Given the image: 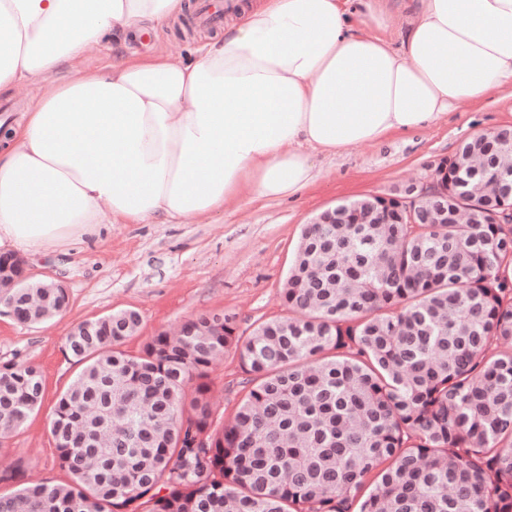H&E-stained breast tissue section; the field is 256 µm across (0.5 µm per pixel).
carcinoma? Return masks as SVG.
I'll return each mask as SVG.
<instances>
[{
    "label": "carcinoma",
    "instance_id": "carcinoma-1",
    "mask_svg": "<svg viewBox=\"0 0 512 512\" xmlns=\"http://www.w3.org/2000/svg\"><path fill=\"white\" fill-rule=\"evenodd\" d=\"M448 158L481 169L468 220L305 224L280 296L292 317L239 333L201 313L140 351L132 308L67 333L80 369L51 434L67 485L17 481L0 512H512V223L486 224L497 169L481 143ZM0 255V298L21 325L63 314V288L30 283ZM238 358L250 388L214 418L213 360ZM197 381L193 393L186 386ZM29 364L0 367V439L40 407Z\"/></svg>",
    "mask_w": 512,
    "mask_h": 512
}]
</instances>
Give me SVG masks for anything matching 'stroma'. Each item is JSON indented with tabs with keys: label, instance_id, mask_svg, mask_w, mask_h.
<instances>
[{
	"label": "stroma",
	"instance_id": "obj_1",
	"mask_svg": "<svg viewBox=\"0 0 512 512\" xmlns=\"http://www.w3.org/2000/svg\"><path fill=\"white\" fill-rule=\"evenodd\" d=\"M193 6L181 25L155 30L123 42L104 41L56 73L63 81L111 62L113 51L145 54L156 47L190 58L194 31L202 23ZM49 87L25 83L0 93V124L21 119ZM512 126V91L491 94L478 103L463 102L433 124L395 133L379 142L351 146L335 158L317 157V181L298 197L254 199L199 223L108 224L100 236H87L67 252L28 259L31 278L63 283L68 310L48 323L23 326L0 307V366L18 362L36 366L44 386L38 411L0 440V465L24 460L32 477L67 484L50 433L58 395L78 371L63 351L69 329L82 321L133 308L140 312L139 333L124 345L137 353L164 330L178 328L201 312L234 314L241 332L259 320L287 315L280 285L294 257L303 224L340 201L388 193L394 186L431 175L436 161L451 156L461 139ZM246 376L233 356L214 363L207 383L217 414L232 416L245 393Z\"/></svg>",
	"mask_w": 512,
	"mask_h": 512
}]
</instances>
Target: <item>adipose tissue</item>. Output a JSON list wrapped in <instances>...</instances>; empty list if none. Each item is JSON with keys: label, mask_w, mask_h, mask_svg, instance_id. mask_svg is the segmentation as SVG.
Listing matches in <instances>:
<instances>
[{"label": "adipose tissue", "mask_w": 512, "mask_h": 512, "mask_svg": "<svg viewBox=\"0 0 512 512\" xmlns=\"http://www.w3.org/2000/svg\"><path fill=\"white\" fill-rule=\"evenodd\" d=\"M249 0L187 61L113 55L55 84L0 150V252H62L100 224H181L302 193L316 156L512 88V0H415L399 44L365 0ZM189 0H0V91L184 18Z\"/></svg>", "instance_id": "obj_1"}]
</instances>
